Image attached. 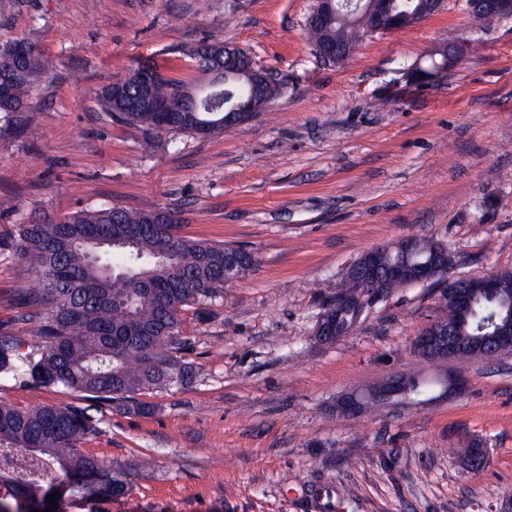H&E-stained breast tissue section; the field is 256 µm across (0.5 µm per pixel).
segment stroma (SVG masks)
I'll list each match as a JSON object with an SVG mask.
<instances>
[{
  "instance_id": "1",
  "label": "stroma",
  "mask_w": 512,
  "mask_h": 512,
  "mask_svg": "<svg viewBox=\"0 0 512 512\" xmlns=\"http://www.w3.org/2000/svg\"><path fill=\"white\" fill-rule=\"evenodd\" d=\"M315 0H0V45L33 43L53 66L31 112L36 137L0 139V321L30 273L15 224L79 208L171 209L180 235L254 252L224 296L189 309L194 384L149 391V415L101 409L83 445L127 473L129 492L73 512H503L512 504V353L431 363L413 342L444 285L377 297L353 331L316 335L347 267L407 238L438 239L456 278L512 270V17L485 23L466 0L416 26L365 37L342 65L313 54ZM219 38L277 75L269 111L199 137L112 120L101 89L140 65L195 84L193 56ZM466 54L413 81L435 45ZM462 380L448 398L395 400L351 417L337 400L391 373ZM23 408L77 403L61 388L0 381ZM481 439L485 468L457 449Z\"/></svg>"
}]
</instances>
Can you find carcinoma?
<instances>
[{
	"label": "carcinoma",
	"instance_id": "1",
	"mask_svg": "<svg viewBox=\"0 0 512 512\" xmlns=\"http://www.w3.org/2000/svg\"><path fill=\"white\" fill-rule=\"evenodd\" d=\"M424 0H391L406 17L418 14ZM365 33L344 10L326 26L307 25L312 49L334 41L356 48ZM50 62L41 54L32 61L0 46V81L13 84L14 95L0 102V138L32 132L30 112ZM154 98H177L198 108L171 112L163 119L143 103L137 67L128 73L122 95L106 85L99 94L102 111L113 120L154 134H190L200 125L224 131L225 112L249 94L245 80L227 76L221 89L202 92L163 76L151 67ZM151 211L113 206L79 209L59 220L17 224L15 258L35 273L34 284L14 289V322H35L34 339L16 336L0 323V379L32 388H63L80 394L87 405H40L21 408L0 400V512L12 503L26 512H70L78 502H107L128 493L121 468L86 453L82 445L98 433L97 409L88 402L118 403V408L148 414L149 403L135 400L146 391L186 389L195 382L193 363L185 359L189 341L183 335L184 311L224 296V263L237 257L242 274L255 266L251 252L222 242L178 234L177 224H152ZM133 240H120L101 250L100 260H87L83 241L114 240L121 230ZM448 246L434 239L401 240L378 253L381 264L414 267ZM502 296L480 297L479 316L460 314L448 300L442 319L458 326L466 340L487 335L504 303L512 300V273L497 276ZM337 328L350 332L351 309L333 306ZM56 493V505L47 500Z\"/></svg>",
	"mask_w": 512,
	"mask_h": 512
}]
</instances>
